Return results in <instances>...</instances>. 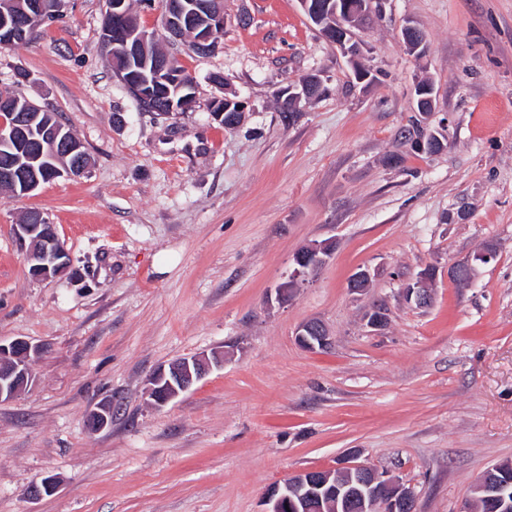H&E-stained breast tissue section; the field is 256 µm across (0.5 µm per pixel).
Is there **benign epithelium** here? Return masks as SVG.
<instances>
[{"label": "benign epithelium", "mask_w": 512, "mask_h": 512, "mask_svg": "<svg viewBox=\"0 0 512 512\" xmlns=\"http://www.w3.org/2000/svg\"><path fill=\"white\" fill-rule=\"evenodd\" d=\"M109 10L106 17L112 22H126L128 10L126 0H107ZM307 15L321 28L323 35L349 55L359 52L358 46L347 38L349 29L342 23H333L327 18L325 8L319 0H300ZM386 0H346L344 13L352 19L351 25H357L365 16L372 18L382 15ZM47 0H26L16 12H1L0 27L7 30V37L27 39L32 23L46 15ZM205 15L195 24L197 36L191 44V50L204 54L217 42L224 30L223 0H209L204 6ZM186 6L181 0L167 5L163 16L164 23L172 37L179 38ZM151 40L149 33L139 27L130 29V34L112 40L106 33L104 43L108 46L120 44L125 53L131 54L146 47ZM117 76L129 92L146 101L149 112L159 108L146 100L142 86L133 84L125 76V70H116ZM23 144L26 149V163L9 161L0 165V182L10 183L20 190L22 195L34 193L47 175L54 178L63 176L78 177L85 172L80 156L82 147L79 137L62 125L45 126L35 129L28 122L26 113L18 115L11 125L0 123V141ZM75 156V163L69 167L58 168L40 164L43 159H55L60 154ZM41 224H17L14 235L20 245L26 247V261L29 275L38 280H47L65 274L70 267V258L61 243L54 225L39 216ZM336 242L325 240L305 247L294 257V270L288 281L277 292V300L282 302L303 284L306 278L317 272L334 252ZM477 268L473 261H463L451 266L448 272L463 275L464 284L475 279ZM434 273L431 269L422 270L416 279L405 284V300L419 307L427 306L431 301V282ZM366 326L373 332H380L388 324L387 308L382 304L372 305L364 315ZM298 344L307 350H323L331 344V337L318 320L303 323L297 330ZM42 353V347L25 339H14L9 343L0 342V402L10 400L24 391L34 381V360ZM224 362V354L196 355L183 358L166 367L156 369L147 379L149 395L157 407H162L187 391L201 380L214 366ZM112 420V406L102 405L90 414L87 425L90 431L99 432ZM357 473L361 476V485L371 496H361V506L365 512H417V496L414 491L398 480L389 478L377 469L358 464L342 470L319 468L302 471L281 484L273 485L267 493L266 512H300V507L308 501H317L324 505L320 512H354L356 496L348 489L343 494L336 493V472ZM59 481L55 476L44 478L33 486L30 496L40 498L53 494Z\"/></svg>", "instance_id": "7a95c632"}]
</instances>
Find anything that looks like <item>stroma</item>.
<instances>
[{"mask_svg": "<svg viewBox=\"0 0 512 512\" xmlns=\"http://www.w3.org/2000/svg\"><path fill=\"white\" fill-rule=\"evenodd\" d=\"M130 3L193 77L188 111H146L113 74L105 0H61L0 49V91L55 113L88 155L79 178L0 189V340L43 348L33 385L0 402V512H264L274 482L357 463L411 487L419 512H462L512 461V0H387L354 31L369 83L299 0H224L206 55L170 41L159 0ZM311 74L322 95L285 120L276 91ZM421 81L447 129L431 156L397 138ZM230 93L246 103L233 130L211 114ZM33 209L69 274L29 275L14 226ZM328 239L325 266L278 302L295 254ZM488 246L473 282L449 277ZM428 266L419 307L401 288ZM361 269L373 278L355 294ZM378 302L389 323L374 333ZM312 319L330 348L298 345ZM211 351L222 366L153 405L155 369ZM105 403L111 424L89 431ZM50 475L60 488L30 497Z\"/></svg>", "mask_w": 512, "mask_h": 512, "instance_id": "35a3bbf8", "label": "stroma"}]
</instances>
